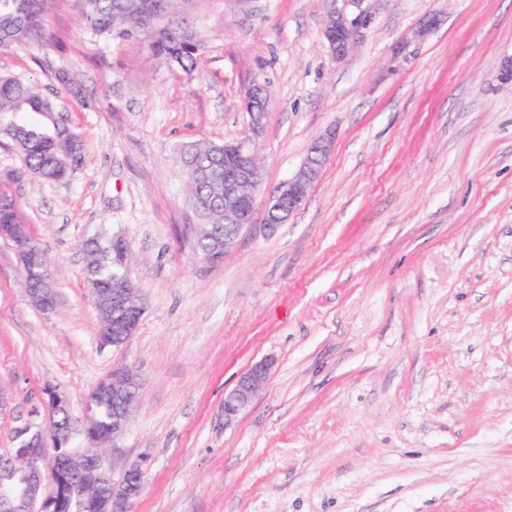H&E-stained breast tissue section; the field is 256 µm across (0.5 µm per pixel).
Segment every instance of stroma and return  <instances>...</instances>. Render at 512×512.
<instances>
[{"label":"stroma","mask_w":512,"mask_h":512,"mask_svg":"<svg viewBox=\"0 0 512 512\" xmlns=\"http://www.w3.org/2000/svg\"><path fill=\"white\" fill-rule=\"evenodd\" d=\"M178 7L204 37L190 74L94 35L80 0H53L43 42L0 48V75L59 107L20 121L84 141L67 181L11 186L56 305L31 301L0 239V457L20 427L49 428L46 387L79 416L127 367L143 400L108 472L149 454L133 512H512V0ZM333 10L363 21L343 59L323 36ZM255 84L271 95L256 212L316 139L334 131L335 148L288 224L248 227L211 265L177 150L250 137ZM115 234L148 310L104 348L83 245ZM264 358L267 383L225 425V393Z\"/></svg>","instance_id":"stroma-1"}]
</instances>
